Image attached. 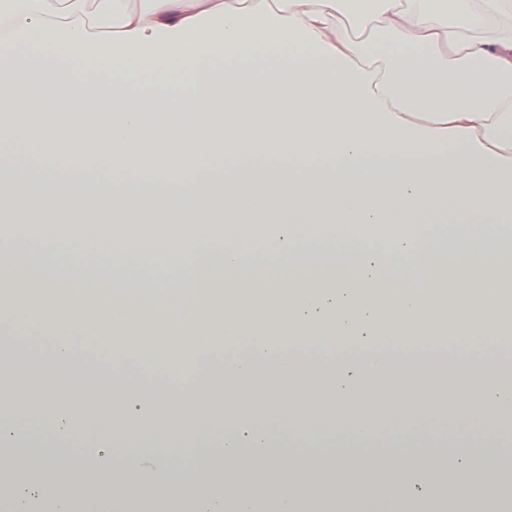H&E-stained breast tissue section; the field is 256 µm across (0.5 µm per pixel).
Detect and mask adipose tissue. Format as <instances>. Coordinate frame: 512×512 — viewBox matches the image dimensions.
I'll return each mask as SVG.
<instances>
[{"mask_svg": "<svg viewBox=\"0 0 512 512\" xmlns=\"http://www.w3.org/2000/svg\"><path fill=\"white\" fill-rule=\"evenodd\" d=\"M0 89L13 90L0 117V256L9 282L39 279L62 301L64 333L19 358L31 369L72 367L98 322L135 340L154 330L141 300L203 295L213 311L248 318L254 304L277 309L247 349L228 347L222 401L189 415L160 413L126 378L118 395L147 420L129 434L114 405L91 403L83 387L14 409L20 386L0 378V468L16 479L19 512L60 484L80 495L67 454L79 425L102 437L94 512H129L122 480L139 458L154 468L155 499L186 512H363L374 474L400 483L406 466L428 468L405 399L433 411L431 388L378 392L369 371L444 354L490 383L468 394L483 435L475 447L448 442L457 459L485 458L488 490L507 476L500 432L512 421V380L491 369L479 343L512 318L498 285L512 284V0H6L0 24ZM462 95L436 105L440 77ZM61 97L66 119L36 121L32 106ZM98 114L108 125L88 130ZM277 173V197L243 194L240 178ZM340 180L327 191L320 174ZM79 183L120 201L165 196L196 216L183 234L90 222L59 185ZM83 251L112 266L111 284L88 305L76 286L90 267ZM494 251V262L483 261ZM172 260L169 269L160 260ZM207 321L170 327L190 358L184 373L208 375ZM390 337V349L373 339ZM340 344L325 355L327 337ZM472 350L460 356L456 338ZM319 355L332 405L298 385L302 360ZM292 381L264 406L282 436L241 402L256 399L260 367ZM387 409L397 432L376 438L366 423ZM224 431L223 441L213 437ZM323 449L319 470L287 463L289 431ZM198 454L197 469L184 467ZM261 459L269 496L247 491ZM327 483L326 495L303 489Z\"/></svg>", "mask_w": 512, "mask_h": 512, "instance_id": "adipose-tissue-1", "label": "adipose tissue"}]
</instances>
